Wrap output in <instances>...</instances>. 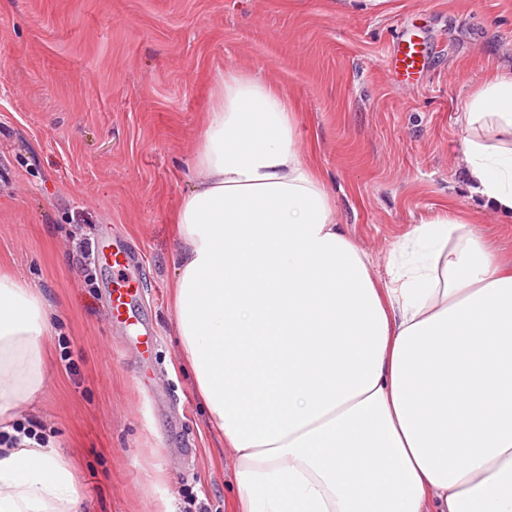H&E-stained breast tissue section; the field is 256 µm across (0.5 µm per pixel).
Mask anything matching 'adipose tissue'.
Instances as JSON below:
<instances>
[{
  "label": "adipose tissue",
  "instance_id": "1",
  "mask_svg": "<svg viewBox=\"0 0 512 512\" xmlns=\"http://www.w3.org/2000/svg\"><path fill=\"white\" fill-rule=\"evenodd\" d=\"M468 188L512 219V70L461 115ZM176 215L175 328L237 512H512V259L444 213L376 279L282 89L225 72ZM49 317L0 273V423L43 391ZM57 451L0 447V512H80Z\"/></svg>",
  "mask_w": 512,
  "mask_h": 512
}]
</instances>
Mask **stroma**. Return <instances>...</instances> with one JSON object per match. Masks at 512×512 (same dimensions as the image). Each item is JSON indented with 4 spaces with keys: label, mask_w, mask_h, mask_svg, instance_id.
I'll list each match as a JSON object with an SVG mask.
<instances>
[{
    "label": "stroma",
    "mask_w": 512,
    "mask_h": 512,
    "mask_svg": "<svg viewBox=\"0 0 512 512\" xmlns=\"http://www.w3.org/2000/svg\"><path fill=\"white\" fill-rule=\"evenodd\" d=\"M427 68L385 65L399 33ZM512 66V0H0V270L51 314L42 394L18 413L68 459L84 512H233V453L211 431L175 336L174 214L215 81L279 86L375 278L392 244L447 210L512 252V221L460 194L459 123ZM137 264L81 256L102 238ZM140 279L136 352L110 285Z\"/></svg>",
    "instance_id": "obj_1"
}]
</instances>
